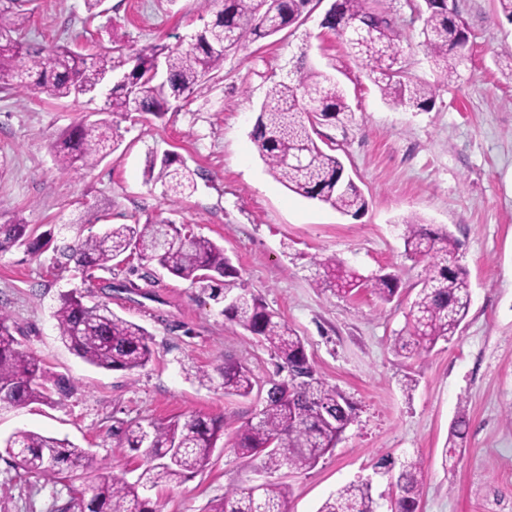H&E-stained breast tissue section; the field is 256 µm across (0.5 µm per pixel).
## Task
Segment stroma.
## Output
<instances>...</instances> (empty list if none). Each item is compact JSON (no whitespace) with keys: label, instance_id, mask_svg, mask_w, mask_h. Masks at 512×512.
Returning a JSON list of instances; mask_svg holds the SVG:
<instances>
[{"label":"stroma","instance_id":"stroma-1","mask_svg":"<svg viewBox=\"0 0 512 512\" xmlns=\"http://www.w3.org/2000/svg\"><path fill=\"white\" fill-rule=\"evenodd\" d=\"M31 16L33 48L67 44L78 52L121 53L150 44H187L204 21L197 0H19ZM331 0H311L293 28L231 51L209 91L172 104L164 118L106 113L105 93L56 100L0 91V216L19 214L58 245L103 235L109 225L168 218L224 246L239 283L301 336L319 376L353 402L343 440L304 472L281 470L288 512H318L343 485L370 482L378 512L396 488L376 470L384 456L421 458L428 471L419 512H505L512 498V23L494 0H457L469 35L461 77L446 84L419 42L423 14L407 0L383 6L403 36L410 73L436 86L434 106L412 112L386 101L369 66L322 28ZM332 76L356 114L348 128L319 127L368 200L359 216L303 198L278 182L250 133L267 89L297 57ZM107 122L119 147L94 169L65 173L52 146L78 122ZM178 154L199 173L197 188L176 197L145 181L149 155ZM416 215L460 243L472 300L461 330L411 359L397 355L423 264L407 259L399 223ZM336 255L366 275L400 280L393 300L371 289L346 298L317 287V259ZM82 292L144 327L153 358L129 374L84 363L60 340L53 312L60 294ZM223 306L188 281L130 261L112 269H61L51 249L0 251V310L22 349L71 389L54 403L0 406V512H60L82 478L25 476L5 445L17 431L64 439L104 459L114 476L135 480L139 452L120 447L121 432L190 416L223 418L224 436L208 464L152 497L161 512H208L227 489L251 483L253 463L231 446L254 419L277 359L256 336L227 320ZM249 368L250 397L225 394V361ZM470 420L454 467L443 450L459 410Z\"/></svg>","mask_w":512,"mask_h":512}]
</instances>
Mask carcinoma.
<instances>
[{
  "label": "carcinoma",
  "mask_w": 512,
  "mask_h": 512,
  "mask_svg": "<svg viewBox=\"0 0 512 512\" xmlns=\"http://www.w3.org/2000/svg\"><path fill=\"white\" fill-rule=\"evenodd\" d=\"M310 2L200 0L205 11L218 8L215 19L205 23L185 47L154 44L137 50L122 81L112 86L107 111L160 116L168 110L169 99L187 103L208 92V82L223 69L229 50L298 24ZM423 3L421 45L432 66L451 85L467 60L466 29L449 0ZM29 23L30 15L24 10L0 7V90H39L57 100L76 99L79 92L91 90L100 75L115 70L108 53L84 55L65 45L45 51L32 48L22 38ZM321 26L340 36L354 58L370 65L388 101L413 111H426L432 105L436 88L413 77L403 64L401 38L385 9L369 6V0H335ZM319 119L347 127L355 123L356 113L336 81L300 59L288 79L270 86L260 107L252 130L259 157L288 190L357 216L367 209L368 201L345 176L339 157L314 139ZM112 151V128L105 123H79L54 146L55 161L63 172L94 167ZM146 173L148 180L175 194L195 190L196 171L175 156H150ZM401 225L406 255L424 262L405 334L395 340L397 353L410 359L458 335L471 304V287L452 235L427 228L412 216L402 219ZM26 229L18 216L1 222L0 250L26 244ZM53 251L57 266L72 265L82 271L108 269L110 263L119 265L126 257L136 258L143 266L157 265L199 288L211 289L212 299L224 301V315L267 345L288 379L269 381L257 421L247 424L233 446L237 456L257 462V469L266 473L312 469L354 422V408H346L345 395L318 375L302 337L256 295L234 292L237 269L224 247L212 240L161 219L114 224L101 237L56 246ZM317 265L321 273L316 284L339 294L366 285L388 302L398 292L396 277H365L334 255L318 260ZM54 318L61 341L94 367L133 373L152 359V338L142 326L105 305L86 304L77 292L61 295ZM222 386L225 394L246 398L255 380L245 367L226 362ZM67 391L63 377L47 375L34 356L19 348L8 316L0 311V404L48 403L52 393ZM467 428L469 420L462 413L450 432V451H455ZM223 429L221 419L193 416L154 424L149 431L140 426L125 429V447L140 449L144 456L142 470L132 483L105 474L104 460L64 440L21 430L7 444L20 468L33 477L53 478L65 465L94 474V480L79 491V502L67 504L65 512L74 506L87 512H158L151 491L162 484H181L202 470ZM425 479L421 460L402 463L394 477L401 512H416ZM287 500L285 484L267 481L257 488L226 490L211 512H285ZM318 512H375L371 487L351 482L328 497Z\"/></svg>",
  "instance_id": "obj_1"
}]
</instances>
